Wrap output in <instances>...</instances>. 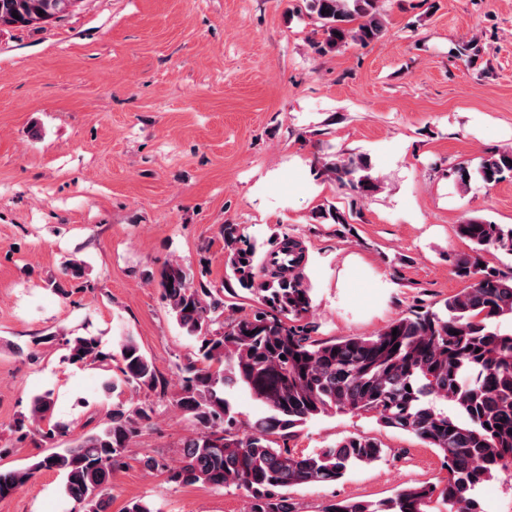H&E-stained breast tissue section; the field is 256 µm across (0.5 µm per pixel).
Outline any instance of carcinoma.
Masks as SVG:
<instances>
[{
    "mask_svg": "<svg viewBox=\"0 0 512 512\" xmlns=\"http://www.w3.org/2000/svg\"><path fill=\"white\" fill-rule=\"evenodd\" d=\"M320 23V53L351 44L367 46L386 34L378 0H305ZM78 0H0V27H41L62 18ZM369 155L331 157L316 176L359 198L380 189ZM450 176L465 191L477 179L495 186L512 178V149L481 157L475 168L459 164ZM321 224L350 225L351 215L334 205L314 213ZM470 252L451 260L457 277L470 282L441 307L416 305L373 336L320 341L316 325L306 321L313 308L312 284L305 274L301 244L283 232L259 243L238 224H224L225 280L211 285L196 279L191 267L175 260L159 272L158 287L169 314L198 343L196 357L179 368L174 386L163 379L154 360L131 335L104 351L91 334L65 339V359L73 364L116 363L119 374L106 383L112 392L147 389L170 396L193 432L181 441L180 465L154 459L147 469L162 468L169 481L215 488L236 486L250 499L249 512H297L284 489L342 479L352 469L383 458L376 437L354 434L306 455L278 445L309 421L336 412L367 415L387 428L414 436L444 458L443 487L411 485L379 504L338 501L322 512H479L475 489L512 467V332L498 324L512 321V276L484 262L494 249L512 255V226L483 219L457 225ZM484 266H479V263ZM85 275L76 260L65 263L51 284L64 295V284ZM251 296L259 307L235 315L236 299ZM397 335H392V332ZM243 389L265 409L244 424L227 393ZM450 402L458 415L437 406ZM51 393L33 398L30 414L14 422L13 432L52 439L67 425L50 423ZM153 409L118 401L103 426L26 467L0 469V499L43 469L57 471L65 496L78 512H108V489L130 442L152 421Z\"/></svg>",
    "mask_w": 512,
    "mask_h": 512,
    "instance_id": "1",
    "label": "carcinoma"
}]
</instances>
